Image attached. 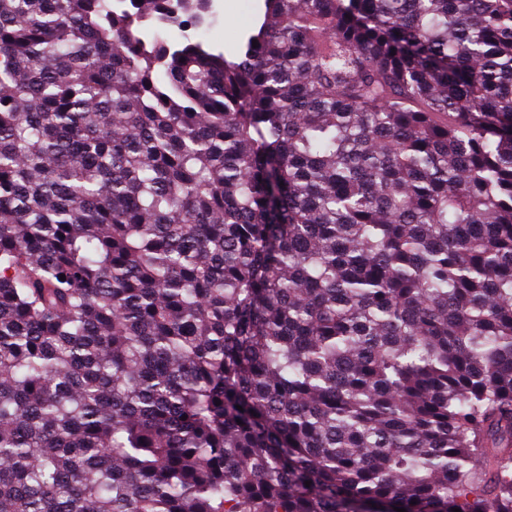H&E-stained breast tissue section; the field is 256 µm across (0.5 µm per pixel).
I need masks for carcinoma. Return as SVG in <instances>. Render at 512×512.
Masks as SVG:
<instances>
[{"mask_svg": "<svg viewBox=\"0 0 512 512\" xmlns=\"http://www.w3.org/2000/svg\"><path fill=\"white\" fill-rule=\"evenodd\" d=\"M263 2L0 0V512H512V0ZM260 3V0H213L212 9L217 17L201 27L199 37L195 38L216 52H224L228 59H236L246 33L254 24Z\"/></svg>", "mask_w": 512, "mask_h": 512, "instance_id": "cac0c4a2", "label": "carcinoma"}]
</instances>
